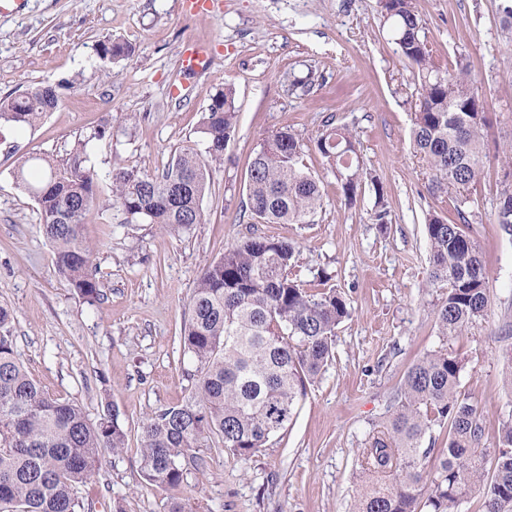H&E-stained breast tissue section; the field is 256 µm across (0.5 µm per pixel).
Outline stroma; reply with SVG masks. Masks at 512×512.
<instances>
[{
  "instance_id": "obj_1",
  "label": "stroma",
  "mask_w": 512,
  "mask_h": 512,
  "mask_svg": "<svg viewBox=\"0 0 512 512\" xmlns=\"http://www.w3.org/2000/svg\"><path fill=\"white\" fill-rule=\"evenodd\" d=\"M500 0H416L423 31L441 62H469L485 101L488 175L467 231L486 267L491 306L451 348L463 363L461 390L477 402L487 438L512 411V234L495 219L499 193L512 188L502 152L512 144V31ZM128 43L130 58L110 63L102 42ZM207 46L210 69L185 72L187 43ZM311 74L293 89V75ZM70 80L58 108L35 127L0 129V306L13 314L15 350L51 396L78 403L90 421L115 408L126 445L105 453L81 488L93 512H165L171 497L195 512H349L359 484L358 452L385 416L408 368L441 341L435 309L444 288L428 283L425 211L455 218L452 196L425 189V162L411 147L406 98L415 76L383 25L378 0H216L207 16L183 0H24L0 13V97ZM233 83L238 109L224 166L201 202L204 223L173 234L154 224H121L99 209L83 233L97 244L102 297L77 296L59 275L43 238L35 200L14 172L31 157L61 162L93 129L111 128L91 159L108 193L121 165L158 172L187 141L199 140L211 97ZM181 99H172V87ZM355 133L365 168L383 181L391 210L374 224L373 200L346 206L316 149L325 120ZM302 140V165L324 185L308 224L252 225L244 216L249 164L272 132ZM296 245L293 277L312 292L336 289L350 316L336 329L334 357L300 400L288 428L259 452L237 458L203 440L180 488L141 476V423L186 403L196 364L180 332L204 269L250 232Z\"/></svg>"
}]
</instances>
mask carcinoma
Here are the masks:
<instances>
[{
    "mask_svg": "<svg viewBox=\"0 0 512 512\" xmlns=\"http://www.w3.org/2000/svg\"><path fill=\"white\" fill-rule=\"evenodd\" d=\"M402 59L416 73L410 94L415 153L429 168L427 192L457 194V220L424 218L430 244L429 282L448 292L435 311L442 344L418 358L390 398L385 419L361 449V490L352 512H461L482 492L483 512H512V414L503 419L494 446L485 443L478 408L460 390L462 361L448 341L488 315L490 299L479 250L464 231L470 189L484 177L485 102L460 67L435 63L422 35L415 0H379ZM109 62L130 55L118 41L99 44ZM59 104L51 85L0 98V126L34 127ZM235 89L211 97L203 139L184 146L162 171L116 166L111 195L103 198L89 165V146L106 136L99 127L77 140L66 165L35 157L15 173L17 186L40 208V230L69 288L89 302L100 299L94 257L98 247L82 236V224L98 208L112 209L125 224H159L173 233L204 222L201 201L212 168L236 131ZM344 198L352 206L370 182L372 220L390 223L387 192L364 171L357 140L346 126L326 125L316 141ZM302 142L288 129L275 132L250 164L243 211L264 224H308L323 203L322 181L299 165ZM181 193H176V189ZM497 223L512 230V191L499 195ZM295 246L285 240L246 236L209 264L190 300L181 333L184 351L197 362V382L183 405L161 409L141 426V472L149 483L181 486L190 451L214 437L237 457L260 451L286 430L307 386L333 356L336 328L349 316L345 298L331 289L311 293L289 277ZM0 306V512H90L80 487L99 470L105 449L119 452L126 434L115 409L92 423L83 408L52 397L17 357ZM448 426L446 447L423 446L436 426ZM493 457L492 475H486Z\"/></svg>",
    "mask_w": 512,
    "mask_h": 512,
    "instance_id": "cac0c4a2",
    "label": "carcinoma"
}]
</instances>
